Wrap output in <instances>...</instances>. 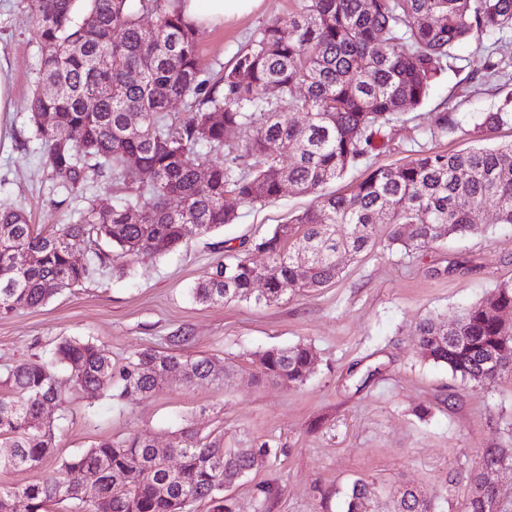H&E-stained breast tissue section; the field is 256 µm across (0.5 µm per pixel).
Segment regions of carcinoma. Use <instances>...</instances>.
<instances>
[{"label": "carcinoma", "mask_w": 512, "mask_h": 512, "mask_svg": "<svg viewBox=\"0 0 512 512\" xmlns=\"http://www.w3.org/2000/svg\"><path fill=\"white\" fill-rule=\"evenodd\" d=\"M28 9L40 47L30 123L52 181L82 195L88 183L103 180L119 195L108 209L85 198L73 222L53 232L35 230L22 208L0 209L4 313L45 305L89 279L96 264L166 254L190 228L210 234L235 219L229 195L270 204L285 183L314 193L340 178L382 148L387 127L423 103L475 34L490 41L484 78H512V0H300L291 30L264 25L217 79L199 68L197 31L176 0H28ZM149 14L156 17L152 42L140 23ZM102 52L111 65L98 63ZM270 87L277 89L273 96L266 95ZM175 100L187 112L182 120L169 113ZM131 112L140 115L136 127L127 122ZM217 113L223 119L214 122ZM480 119L488 131L512 120V93ZM456 125L454 113L437 112L426 135H445ZM232 131L242 137L230 141ZM283 141L291 144L289 164L277 148ZM201 167L208 170L204 181ZM489 204L497 223L512 224V142L454 153L420 144L409 162L378 167L346 193H322L312 208L276 225L254 245L266 264L246 257L219 262L193 294L206 304L268 305L335 281L342 270L337 258L372 249L380 224L390 226V245L423 251L472 231ZM131 211L140 213L139 223L128 222ZM80 253L89 261H75ZM259 279L267 285L261 295L253 288ZM511 315L506 281L462 310L452 330L433 319L420 323V349L464 383L511 377ZM186 344L177 331L165 350L137 351L116 370L105 348L65 339L49 359L14 365L3 381L8 394L0 396V473L46 465L56 425L44 408L63 406L69 393L94 399L115 386L121 397L150 395L173 376L224 384L226 369L186 353ZM313 366L306 344L259 356L260 375L290 388L304 385ZM269 454L264 445L226 448L224 437L190 425L171 433L161 454L147 432L104 439L35 482L1 483L0 512H51L67 500L78 512H190L201 501L212 512H232L222 492ZM506 460L504 450L486 449L473 484ZM88 471L100 474L93 493L81 481ZM370 495L365 482H353L343 512H371ZM392 512L434 508L421 492L405 489L393 496Z\"/></svg>", "instance_id": "cac0c4a2"}]
</instances>
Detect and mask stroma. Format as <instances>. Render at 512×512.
<instances>
[{"label": "stroma", "instance_id": "1", "mask_svg": "<svg viewBox=\"0 0 512 512\" xmlns=\"http://www.w3.org/2000/svg\"><path fill=\"white\" fill-rule=\"evenodd\" d=\"M299 0H260L250 14L203 30L199 65L229 63L266 23H288ZM484 38H471L464 59L448 70L417 109L395 123L388 149L372 155L328 184L342 192L370 167L401 165L419 143L456 152L479 144L477 122L495 111V83L469 81L482 72ZM40 53L32 37L26 0H0V62L10 81V109L0 112V208H24L36 229L71 223L80 197L53 188L28 120V100L38 78ZM454 113L448 134L425 137L434 113ZM315 194L285 188L272 204L235 203L236 219L206 236L189 235L175 250L128 266H106L90 281L56 295L44 306L0 313V378L18 362L48 357L63 338L105 345L114 365L135 351L164 349L171 332L190 336L187 350L219 360L229 372L224 386L167 380L134 399L105 391L79 394L59 420L52 467L103 439L138 431L165 446L170 432L192 425L223 435L224 445L269 443L275 454L227 492L235 512H342L343 491L357 479L373 489V512H390L387 489H421L437 512H462L472 490L471 468L489 448L510 460L489 472L500 493V512H512V378L488 387L462 383L425 360L416 328L425 318L453 323L460 311L487 300L499 282L512 280V224H483L420 252L379 241L347 262L332 284L269 305H204L190 295L217 261L251 255L254 242L275 225L314 205ZM311 345L313 372L298 388L260 378L257 360L273 347Z\"/></svg>", "mask_w": 512, "mask_h": 512}]
</instances>
